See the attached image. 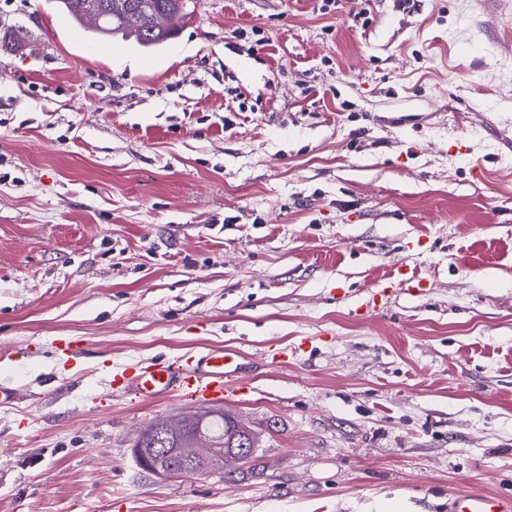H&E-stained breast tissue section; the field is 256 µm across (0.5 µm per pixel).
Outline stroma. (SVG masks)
I'll return each mask as SVG.
<instances>
[{"instance_id":"obj_1","label":"stroma","mask_w":512,"mask_h":512,"mask_svg":"<svg viewBox=\"0 0 512 512\" xmlns=\"http://www.w3.org/2000/svg\"><path fill=\"white\" fill-rule=\"evenodd\" d=\"M366 2L200 0L107 54L0 0V512L512 494V0ZM210 346L256 357L221 408L258 458L159 479L135 441L202 406L112 375Z\"/></svg>"}]
</instances>
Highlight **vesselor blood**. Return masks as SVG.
I'll return each mask as SVG.
<instances>
[{
  "mask_svg": "<svg viewBox=\"0 0 512 512\" xmlns=\"http://www.w3.org/2000/svg\"><path fill=\"white\" fill-rule=\"evenodd\" d=\"M246 358L236 349L209 348L192 352L175 363L156 361L117 372L114 390L152 403L180 393L205 404L224 401L246 370ZM448 512H512L511 496L480 493L453 495Z\"/></svg>",
  "mask_w": 512,
  "mask_h": 512,
  "instance_id": "obj_1",
  "label": "vessel or blood"
}]
</instances>
